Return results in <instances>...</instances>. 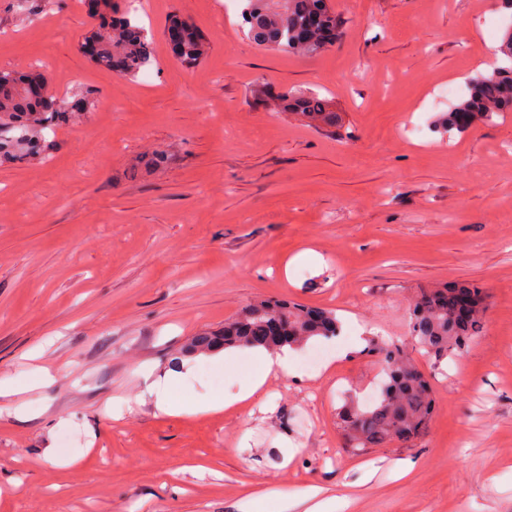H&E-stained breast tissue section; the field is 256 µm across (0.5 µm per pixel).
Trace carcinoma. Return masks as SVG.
<instances>
[{"label":"carcinoma","instance_id":"cac0c4a2","mask_svg":"<svg viewBox=\"0 0 512 512\" xmlns=\"http://www.w3.org/2000/svg\"><path fill=\"white\" fill-rule=\"evenodd\" d=\"M242 20L248 36L259 46L276 48L288 54L316 56L342 36L340 23L330 0H243ZM182 34L176 53L182 63L193 65L204 55L202 37L193 27L177 23ZM136 15L128 12L122 20L89 36L96 46L92 61L108 70L119 62L124 76L134 77L152 58L150 35ZM494 67L470 78L466 91L450 110L448 129H465L476 121H490L512 112V24L498 40ZM29 79L0 71V159L25 160L48 148L47 135L68 124L72 113L53 107L45 100L25 93ZM280 112H294L305 118L336 124L331 101L318 92H285L278 97ZM458 292L472 299L477 311L470 321L458 320L451 308L449 293ZM481 289L458 286L452 289H423L416 296L410 319L412 346L388 340L370 344L369 351L383 363L386 381L378 399L361 406L348 400L338 412L340 428L347 445L359 454L372 448L407 443L421 435L431 420L434 397L430 384L419 370L411 351L437 362L459 359L469 343L483 330ZM282 318L296 330L294 344L315 337L333 338L341 332V322L330 310L266 300L245 306L237 317L219 332L194 336L185 351L204 353L224 337V348H259L258 326L271 318Z\"/></svg>","mask_w":512,"mask_h":512}]
</instances>
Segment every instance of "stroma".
<instances>
[{
  "instance_id": "1",
  "label": "stroma",
  "mask_w": 512,
  "mask_h": 512,
  "mask_svg": "<svg viewBox=\"0 0 512 512\" xmlns=\"http://www.w3.org/2000/svg\"><path fill=\"white\" fill-rule=\"evenodd\" d=\"M143 2L155 60L128 79L82 53L98 18L81 0H0V69L88 95L45 157L0 165V380L17 389L0 512H241L261 493L288 512L312 486L343 496L335 512H512V112L440 125L448 88L493 62L496 0H332L343 35L314 57L257 47L242 0ZM175 18L206 44L195 67ZM260 88L319 90L338 121ZM450 284L483 288L485 326L458 360L418 357L427 432L352 455L337 413L379 393L369 338L409 341L417 291ZM267 299L367 339L309 341L228 408L159 412L188 339ZM259 371L236 349L181 392L233 395Z\"/></svg>"
}]
</instances>
